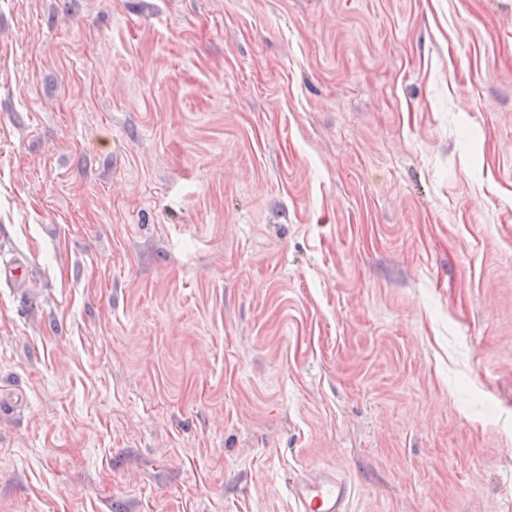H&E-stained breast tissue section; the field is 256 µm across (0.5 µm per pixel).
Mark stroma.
<instances>
[{
    "instance_id": "1",
    "label": "stroma",
    "mask_w": 512,
    "mask_h": 512,
    "mask_svg": "<svg viewBox=\"0 0 512 512\" xmlns=\"http://www.w3.org/2000/svg\"><path fill=\"white\" fill-rule=\"evenodd\" d=\"M0 512H512V0H0ZM32 279L31 269L19 259L0 262V282L24 286ZM295 512H349L352 488L334 472L312 469L290 486Z\"/></svg>"
}]
</instances>
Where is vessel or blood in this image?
Wrapping results in <instances>:
<instances>
[{"instance_id": "b4317fda", "label": "vessel or blood", "mask_w": 512, "mask_h": 512, "mask_svg": "<svg viewBox=\"0 0 512 512\" xmlns=\"http://www.w3.org/2000/svg\"><path fill=\"white\" fill-rule=\"evenodd\" d=\"M31 278V270L23 261L0 262V282L22 286ZM290 493L295 512H349L352 488L336 473L312 469L297 476Z\"/></svg>"}]
</instances>
